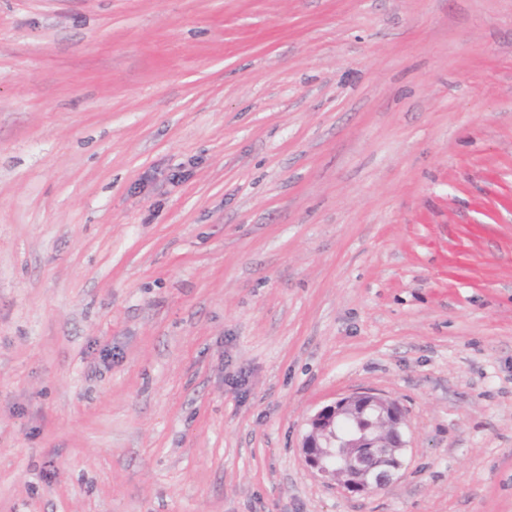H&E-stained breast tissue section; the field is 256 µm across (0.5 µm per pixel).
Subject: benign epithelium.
<instances>
[{
    "label": "benign epithelium",
    "mask_w": 512,
    "mask_h": 512,
    "mask_svg": "<svg viewBox=\"0 0 512 512\" xmlns=\"http://www.w3.org/2000/svg\"><path fill=\"white\" fill-rule=\"evenodd\" d=\"M356 408L366 413H378L377 420L386 422L391 432L375 427L351 433L337 432V421ZM308 426L302 445L308 467L349 494H373L384 490L399 471V463L409 447L404 408L397 400L371 389L338 398L312 415ZM338 448L348 452V460L358 473V479L348 481L336 474L332 459Z\"/></svg>",
    "instance_id": "7a95c632"
}]
</instances>
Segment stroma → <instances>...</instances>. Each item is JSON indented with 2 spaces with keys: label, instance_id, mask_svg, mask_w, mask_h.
<instances>
[{
  "label": "stroma",
  "instance_id": "stroma-1",
  "mask_svg": "<svg viewBox=\"0 0 512 512\" xmlns=\"http://www.w3.org/2000/svg\"><path fill=\"white\" fill-rule=\"evenodd\" d=\"M0 512H512V0H0ZM355 408L366 413L377 412L376 420L386 422L391 432L372 427L338 433L336 423L340 430L355 427V421L345 417ZM340 418L342 420L337 422ZM308 426L302 445L308 467L349 494H373L384 490L400 470L398 465L409 447L404 408L397 400L371 389L347 394L324 406L310 417ZM336 448L348 452L351 468L358 473L357 480L346 481L342 475L336 476V469L346 473L351 469L343 456L336 453ZM333 457L336 468L331 463Z\"/></svg>",
  "mask_w": 512,
  "mask_h": 512
}]
</instances>
